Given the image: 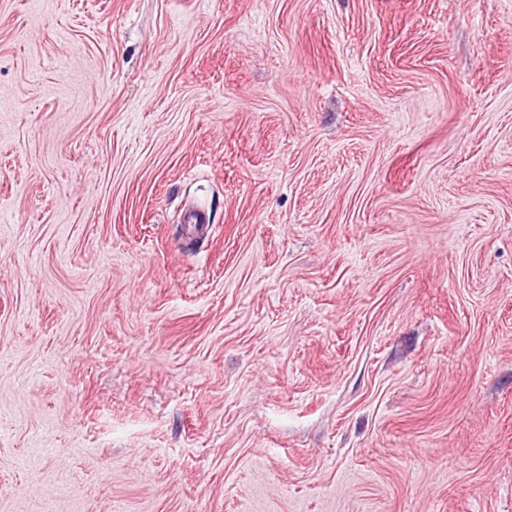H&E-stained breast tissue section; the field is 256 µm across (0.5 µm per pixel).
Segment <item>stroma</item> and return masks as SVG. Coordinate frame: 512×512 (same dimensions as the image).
I'll return each mask as SVG.
<instances>
[{
    "label": "stroma",
    "instance_id": "35a3bbf8",
    "mask_svg": "<svg viewBox=\"0 0 512 512\" xmlns=\"http://www.w3.org/2000/svg\"><path fill=\"white\" fill-rule=\"evenodd\" d=\"M0 512H512V0H0Z\"/></svg>",
    "mask_w": 512,
    "mask_h": 512
}]
</instances>
